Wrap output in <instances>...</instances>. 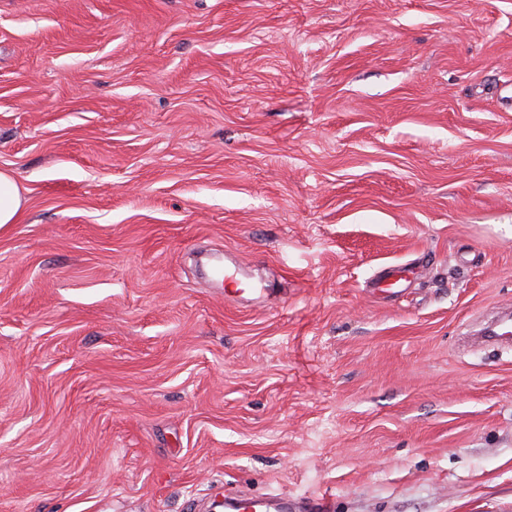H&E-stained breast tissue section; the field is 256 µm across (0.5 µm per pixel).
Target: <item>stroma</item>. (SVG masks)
Wrapping results in <instances>:
<instances>
[{"mask_svg": "<svg viewBox=\"0 0 512 512\" xmlns=\"http://www.w3.org/2000/svg\"><path fill=\"white\" fill-rule=\"evenodd\" d=\"M0 169V512H512V0H0ZM26 199L15 177L0 170V227L17 224L25 212ZM225 502L234 507L233 512H278L292 510L286 497L252 495L249 491H240L238 495H226Z\"/></svg>", "mask_w": 512, "mask_h": 512, "instance_id": "obj_1", "label": "stroma"}]
</instances>
